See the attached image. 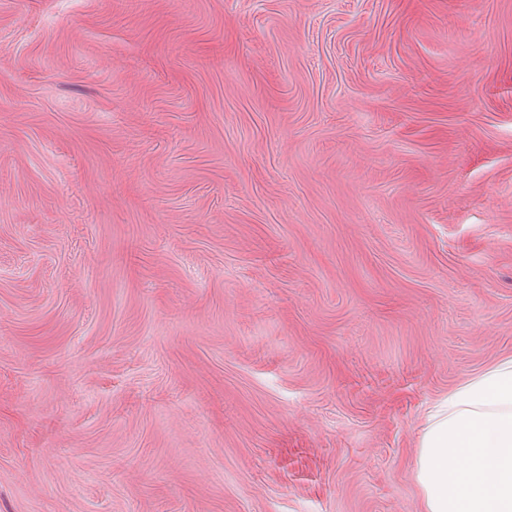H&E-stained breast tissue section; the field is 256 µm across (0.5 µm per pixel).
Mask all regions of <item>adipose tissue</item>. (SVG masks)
Masks as SVG:
<instances>
[{
	"label": "adipose tissue",
	"mask_w": 512,
	"mask_h": 512,
	"mask_svg": "<svg viewBox=\"0 0 512 512\" xmlns=\"http://www.w3.org/2000/svg\"><path fill=\"white\" fill-rule=\"evenodd\" d=\"M416 480L423 512H512V358L432 406Z\"/></svg>",
	"instance_id": "1"
}]
</instances>
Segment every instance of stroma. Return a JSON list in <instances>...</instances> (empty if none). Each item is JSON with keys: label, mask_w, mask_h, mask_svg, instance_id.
<instances>
[{"label": "stroma", "mask_w": 512, "mask_h": 512, "mask_svg": "<svg viewBox=\"0 0 512 512\" xmlns=\"http://www.w3.org/2000/svg\"><path fill=\"white\" fill-rule=\"evenodd\" d=\"M512 357V0H0V512H422Z\"/></svg>", "instance_id": "35a3bbf8"}]
</instances>
